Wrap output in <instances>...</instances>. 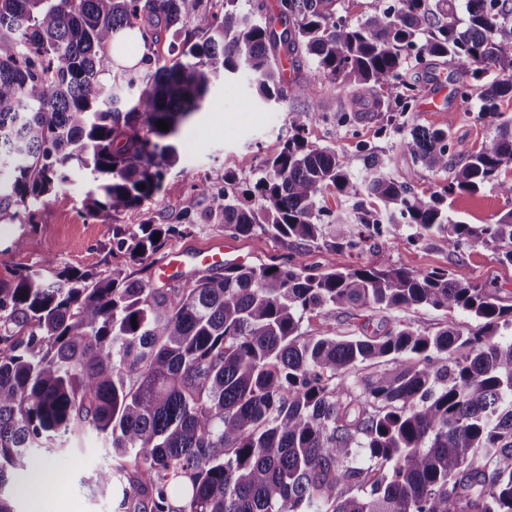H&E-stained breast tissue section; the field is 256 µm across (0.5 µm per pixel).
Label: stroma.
I'll use <instances>...</instances> for the list:
<instances>
[{"mask_svg":"<svg viewBox=\"0 0 512 512\" xmlns=\"http://www.w3.org/2000/svg\"><path fill=\"white\" fill-rule=\"evenodd\" d=\"M435 71L439 79L426 82L425 92L429 95L443 92L444 103L437 111L418 107L413 123L424 127L450 126L452 139L462 154L489 144L495 134L494 123L461 112L453 95L462 67L455 62L440 63ZM352 95L349 87L325 91L318 106L328 119L313 123L308 119L310 107L304 101L290 99L267 104L257 99L246 73L219 80L204 108L181 126L176 139L178 161L154 200L108 219L88 216L83 200L91 176L84 171L74 172L56 198L36 206L32 223L0 224V277H8L21 267L37 268L49 254L57 255L65 266L83 271L104 270L111 260L106 223L134 230L141 224L159 221L164 215L177 218L189 206L204 210L205 202L196 197L197 185L205 183L220 191L228 175L242 186L252 182L260 176L265 156L288 140L298 126L303 127L309 143L333 147L351 157L354 175L365 178L363 162L357 157L359 144L386 150L392 141L380 136L378 123L371 120L358 121L351 132L336 124V113L349 108ZM511 210L512 198L501 195L490 185L474 195L455 194L448 198L449 216L468 224H490ZM218 247L223 248L224 261L228 264L259 267L289 260L315 273L332 266L351 269L381 258L414 271L445 269L458 280L497 290L503 303L512 304V267L498 262L494 245L481 242L451 254L441 248L408 244L400 234L385 242L377 252L367 249L336 254L312 243L299 245L259 232L237 235L223 225L199 218L168 238L152 261L157 264L166 254L184 252L190 260L182 277L188 280L201 270L193 262V255ZM105 453L104 438L92 430L62 451L33 449L35 459L46 460L51 465L54 481L50 484L29 481L27 495L13 497L16 512H32L36 507L41 512H114L112 491L101 492L88 483Z\"/></svg>","mask_w":512,"mask_h":512,"instance_id":"obj_1","label":"stroma"}]
</instances>
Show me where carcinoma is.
Wrapping results in <instances>:
<instances>
[{"label": "carcinoma", "instance_id": "1", "mask_svg": "<svg viewBox=\"0 0 512 512\" xmlns=\"http://www.w3.org/2000/svg\"><path fill=\"white\" fill-rule=\"evenodd\" d=\"M464 2L461 28L456 0H379L360 23L337 0H277L289 24L278 32L238 0H0V223L48 204L76 170L92 176V215L153 200L177 163L180 125L244 69L266 103L313 105L327 85L355 86L337 124L355 126L370 101L402 155L454 175L426 197L371 148L361 181L351 159L298 126L253 183L201 189L205 219L336 253L378 249L402 225L412 245L493 243L512 266V210L463 224L443 206L487 184L512 197L500 178L512 116L498 108L512 97V0ZM163 31L182 38L167 57ZM300 48L316 64L308 82L287 80L273 55ZM438 59L464 67L461 111L499 119L491 142L456 165L450 127L408 125L416 71ZM178 230L110 224L103 271L48 256L0 278V512H15L17 474L38 473L31 449L88 429L111 448L96 483L117 491L116 512H512V339H502L512 305L446 270L382 259L321 273L226 265L159 287L132 278L128 267ZM344 306L431 307L473 324L425 334L397 319L382 335L339 336L325 321ZM313 315L323 324L303 328Z\"/></svg>", "mask_w": 512, "mask_h": 512}]
</instances>
